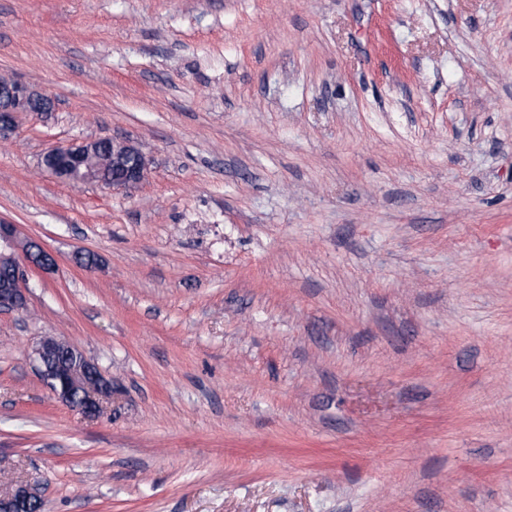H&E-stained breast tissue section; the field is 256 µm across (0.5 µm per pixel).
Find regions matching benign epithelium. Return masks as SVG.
Returning a JSON list of instances; mask_svg holds the SVG:
<instances>
[{
  "label": "benign epithelium",
  "mask_w": 512,
  "mask_h": 512,
  "mask_svg": "<svg viewBox=\"0 0 512 512\" xmlns=\"http://www.w3.org/2000/svg\"><path fill=\"white\" fill-rule=\"evenodd\" d=\"M50 104L23 83L0 80V140L17 129V114L39 112ZM112 162V180L100 182L112 188L132 189L148 174L151 160L135 144L112 138H98L54 147L44 152L41 166L58 178L71 181L82 177L93 183V172L100 164ZM0 257L10 261L12 273L0 279V312H22L28 307L26 280L31 270H49L55 257L37 240L21 236L18 225L0 224ZM76 349L52 337L40 339L33 350L37 370L54 396L63 404L89 416L100 413L104 400L112 397V381L86 358L64 365L57 360L62 353ZM82 392L83 401L74 403L71 393ZM41 496L27 483H15L0 495V512H41Z\"/></svg>",
  "instance_id": "obj_1"
}]
</instances>
